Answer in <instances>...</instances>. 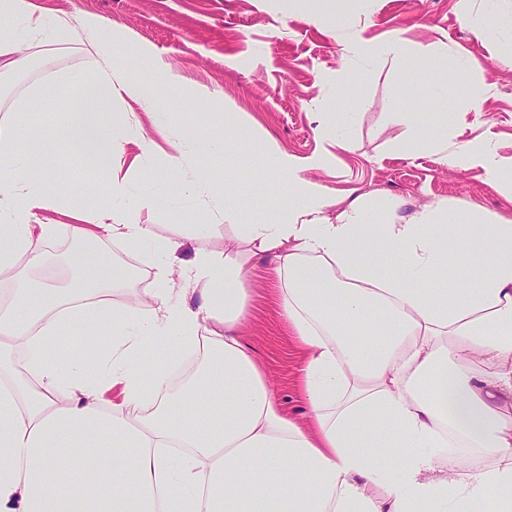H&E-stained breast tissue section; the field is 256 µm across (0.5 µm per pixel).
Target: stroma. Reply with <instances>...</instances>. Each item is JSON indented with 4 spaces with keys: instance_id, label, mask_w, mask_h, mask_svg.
I'll list each match as a JSON object with an SVG mask.
<instances>
[{
    "instance_id": "35a3bbf8",
    "label": "stroma",
    "mask_w": 512,
    "mask_h": 512,
    "mask_svg": "<svg viewBox=\"0 0 512 512\" xmlns=\"http://www.w3.org/2000/svg\"><path fill=\"white\" fill-rule=\"evenodd\" d=\"M61 15L96 13L114 24L109 42L114 64L140 49L151 64L132 72L134 80L151 83L152 107L168 112L166 134L151 131L149 108L133 99L118 102L121 120L148 128L147 141L126 146L111 169L94 171L78 152L57 142L48 161L49 179L68 183L63 196L86 213L98 202L84 190L103 191L110 170L126 177L129 194L117 207L139 214L156 233L177 238L181 247L173 266L190 262L197 250L223 249L234 230L223 218L225 205L247 214L241 199L258 195L264 210L286 214L284 179L265 165L268 154L284 153L304 160L326 155L321 168L307 176L323 186L331 203L346 206L358 199L373 201L374 222L389 207L409 217L424 204L444 199L448 221L467 224L512 222V200L500 195L483 170L446 166L439 151L408 153L400 148L405 128L393 121L396 112H424L430 120L448 115V144L489 139L504 160L512 159V61L499 49L512 42V28L475 38L457 14V0H358L345 13V35L382 43L401 33L426 54L404 64L379 56L354 61L343 69L342 47L330 17L315 18L302 0H36ZM28 66L0 83V123L15 119L14 103L26 88L54 73L92 71L96 56L78 36L47 48L30 49ZM466 62L472 79L489 85L479 111L462 106L461 84L436 93L441 64ZM237 131L226 150L192 147L176 174L187 182L194 170L212 179L189 195L152 179V171L192 131L221 127ZM354 142L352 150L336 145L337 137ZM157 198L156 209H138L140 197ZM118 271H135V292L155 287L152 259L143 252L103 243ZM251 316L240 328L263 365L285 414L297 422L307 418L300 391L301 354L275 302V284L266 264H256L245 282Z\"/></svg>"
}]
</instances>
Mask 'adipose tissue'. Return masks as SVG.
<instances>
[{
	"instance_id": "1",
	"label": "adipose tissue",
	"mask_w": 512,
	"mask_h": 512,
	"mask_svg": "<svg viewBox=\"0 0 512 512\" xmlns=\"http://www.w3.org/2000/svg\"><path fill=\"white\" fill-rule=\"evenodd\" d=\"M72 24L100 62L69 75V123L20 140L0 128V512H512V224L452 230L437 200L407 218L389 213L370 235L362 204L328 215L323 187L305 176L322 156L283 154L271 164L288 187L287 214L257 210L239 224L225 206L232 243L173 269L179 241L112 208L126 179L110 174V202L89 216L43 175L57 139L98 164L146 138L113 110L124 96L149 102L150 90L114 66L105 20L0 0V76ZM395 118L406 151L445 149L447 123ZM450 160L512 198V161L491 140L461 144ZM38 210L69 221L33 223ZM60 235L149 248L156 288L113 303L124 281L105 255L75 267L81 288L23 287ZM460 252L472 284L452 288L448 261ZM256 257L304 356L303 425L283 414L239 334ZM103 325L106 351L49 354L65 331ZM155 340L167 360H152ZM188 352L203 362L175 385L172 366ZM192 397L207 407L191 419Z\"/></svg>"
}]
</instances>
